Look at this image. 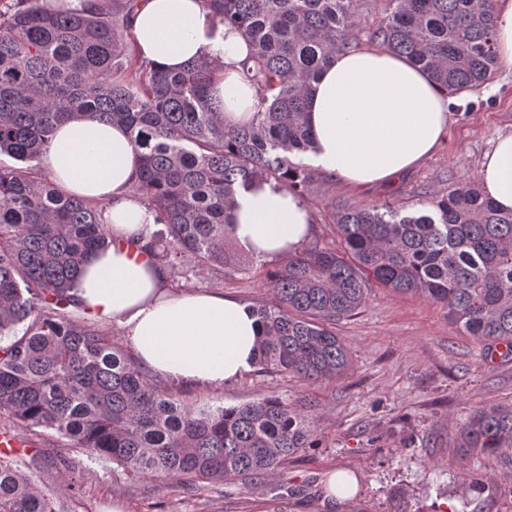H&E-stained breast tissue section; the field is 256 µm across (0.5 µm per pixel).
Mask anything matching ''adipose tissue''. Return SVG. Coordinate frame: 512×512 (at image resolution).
<instances>
[{
  "label": "adipose tissue",
  "mask_w": 512,
  "mask_h": 512,
  "mask_svg": "<svg viewBox=\"0 0 512 512\" xmlns=\"http://www.w3.org/2000/svg\"><path fill=\"white\" fill-rule=\"evenodd\" d=\"M130 31L132 49L162 70L220 60L213 94L224 101V122L250 120L246 37L207 18L201 0H139ZM450 104L405 58L378 47L338 54L309 98L310 160L352 187L393 182L434 154ZM45 166L61 192L104 206L111 243L85 259L75 292L85 316L123 326L138 363L173 382L220 389L254 368L262 329L252 307L220 290L172 288L159 270L150 250L155 216L131 192L141 159L122 126L93 118L61 124ZM480 180L499 209L512 211V131L484 154ZM232 220L237 243L263 260L295 254L315 232L307 204L267 183L237 195Z\"/></svg>",
  "instance_id": "obj_1"
}]
</instances>
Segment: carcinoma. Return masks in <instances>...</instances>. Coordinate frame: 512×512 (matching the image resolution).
<instances>
[{"mask_svg": "<svg viewBox=\"0 0 512 512\" xmlns=\"http://www.w3.org/2000/svg\"><path fill=\"white\" fill-rule=\"evenodd\" d=\"M247 37L255 88L251 119L228 127L212 86L224 65L178 72L139 60L119 33L136 0L91 12H50L0 0V410L28 428L112 461L135 480L262 484L314 447L317 401L267 395L233 408L185 407L115 350L98 326L73 317L85 257L108 245L102 209L67 196L45 173L57 126L92 116L128 130L142 166L134 194L165 230L152 233L164 273L187 262L203 283L250 266L232 249L241 189L263 181L302 195L314 149L306 107L319 72L361 37L407 58L450 96L480 88L498 65L494 0H390L370 30L361 0H201ZM411 205L332 206L339 242H315L263 271L270 294L253 306L264 373L309 383L347 373L336 325L358 315L377 286L443 305L483 351L512 357V212L476 181ZM462 445L512 451V404L459 425ZM0 512H67L0 456Z\"/></svg>", "mask_w": 512, "mask_h": 512, "instance_id": "obj_1", "label": "carcinoma"}]
</instances>
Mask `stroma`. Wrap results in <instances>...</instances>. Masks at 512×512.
<instances>
[{
    "label": "stroma",
    "instance_id": "stroma-1",
    "mask_svg": "<svg viewBox=\"0 0 512 512\" xmlns=\"http://www.w3.org/2000/svg\"><path fill=\"white\" fill-rule=\"evenodd\" d=\"M512 131V69L498 67L484 87L459 96L439 150L394 184L355 189L315 173L305 195L315 240H333L331 203L410 205L449 186L478 178L496 137ZM337 331L350 349L347 374L314 385L258 371L217 390L167 383L191 407H233L270 393L310 397L319 404L316 445L280 473L297 491L290 512H328L323 480L331 471L358 476L353 499L335 512H512V455L462 452L457 425L476 408L512 402V360L490 359L472 337L451 324L442 306L373 288L361 313ZM46 461L27 475L35 487L60 497L70 512H268L269 486L207 485L184 497L177 482L145 492L111 461L73 448L56 434L32 432ZM491 478L479 494L458 480L462 467ZM78 490H71V482Z\"/></svg>",
    "mask_w": 512,
    "mask_h": 512
}]
</instances>
